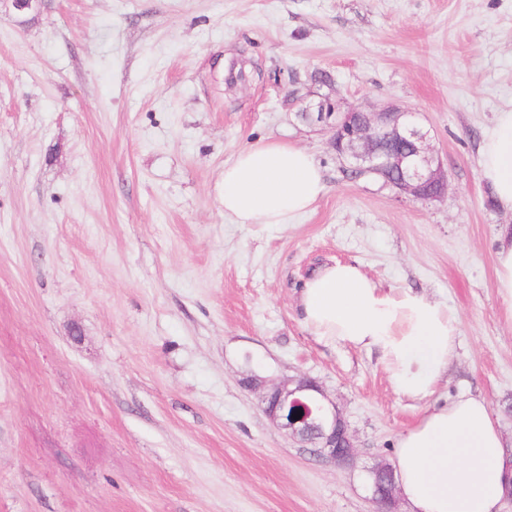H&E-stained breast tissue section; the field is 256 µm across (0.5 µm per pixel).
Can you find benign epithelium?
I'll list each match as a JSON object with an SVG mask.
<instances>
[{
	"instance_id": "1",
	"label": "benign epithelium",
	"mask_w": 512,
	"mask_h": 512,
	"mask_svg": "<svg viewBox=\"0 0 512 512\" xmlns=\"http://www.w3.org/2000/svg\"><path fill=\"white\" fill-rule=\"evenodd\" d=\"M300 104L297 117L333 132L330 145L355 177L372 176L383 185L416 201H438L448 194V172L430 148V132L415 119V113L389 107L367 112L340 111L332 93L307 90L292 93ZM320 387L302 378L294 386L274 384L262 396L263 410L288 436L311 445V452L345 464L352 460L354 444L336 409H328L319 398ZM302 412L300 418L293 414ZM393 472L380 462L367 470L373 512H396L397 487L381 485L378 479Z\"/></svg>"
}]
</instances>
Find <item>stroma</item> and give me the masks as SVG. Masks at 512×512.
<instances>
[{"label":"stroma","instance_id":"stroma-1","mask_svg":"<svg viewBox=\"0 0 512 512\" xmlns=\"http://www.w3.org/2000/svg\"><path fill=\"white\" fill-rule=\"evenodd\" d=\"M321 71L340 110L415 112L445 198L344 176L289 107ZM507 110L512 0H0V512H372L368 468L426 405L308 335L297 290L331 260L455 311L435 398L486 399L511 450L512 211L479 167ZM268 140L325 190L290 223H233L224 165ZM254 375L315 381L353 464L279 431ZM495 275L498 295L506 306L507 319L512 321V227L509 224L498 234Z\"/></svg>","mask_w":512,"mask_h":512}]
</instances>
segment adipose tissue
Wrapping results in <instances>:
<instances>
[{"label": "adipose tissue", "instance_id": "ef3b65f1", "mask_svg": "<svg viewBox=\"0 0 512 512\" xmlns=\"http://www.w3.org/2000/svg\"><path fill=\"white\" fill-rule=\"evenodd\" d=\"M482 179L512 210V111L497 113L479 159ZM324 189L322 171L305 149L270 141L241 150L224 166V215L237 224H287ZM497 291L512 321V227L498 234ZM310 335L327 346L377 353L393 391L422 401L448 371L460 327L444 302L409 288L382 287L359 266L322 267L300 290ZM394 467L407 512H501L506 455L488 403L460 393L428 407L400 434Z\"/></svg>", "mask_w": 512, "mask_h": 512}]
</instances>
